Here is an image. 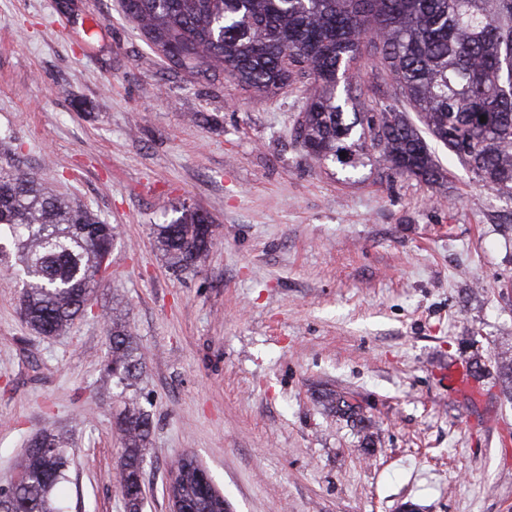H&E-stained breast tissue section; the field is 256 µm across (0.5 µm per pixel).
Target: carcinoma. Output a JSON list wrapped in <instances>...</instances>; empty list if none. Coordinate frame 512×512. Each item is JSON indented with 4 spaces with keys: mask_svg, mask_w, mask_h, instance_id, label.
<instances>
[{
    "mask_svg": "<svg viewBox=\"0 0 512 512\" xmlns=\"http://www.w3.org/2000/svg\"><path fill=\"white\" fill-rule=\"evenodd\" d=\"M125 15L169 63L192 75L218 72L258 93L307 77L313 94L295 126L296 140L319 159L342 166L372 149L389 169L428 184L443 178L425 136L448 148L484 186L512 196V0H122ZM395 83L417 112H345L328 95L342 63L361 52ZM486 121H480V117ZM207 214L182 208L155 239L168 266H198L214 245ZM117 227L41 187L28 172L0 163V241H14L22 272V314L42 336H60L87 312L104 279ZM104 371L116 386L134 387L142 354L119 307L112 308ZM512 389V350L497 354ZM322 402L353 406L329 391ZM122 433L119 492L125 512H142L150 418L135 395L117 416ZM73 460L65 433L44 429L30 440L18 481L0 492V512H62L55 491ZM175 492L208 512L197 468Z\"/></svg>",
    "mask_w": 512,
    "mask_h": 512,
    "instance_id": "carcinoma-1",
    "label": "carcinoma"
}]
</instances>
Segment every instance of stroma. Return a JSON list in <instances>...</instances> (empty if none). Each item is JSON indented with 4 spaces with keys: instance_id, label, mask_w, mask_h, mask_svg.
Masks as SVG:
<instances>
[{
    "instance_id": "35a3bbf8",
    "label": "stroma",
    "mask_w": 512,
    "mask_h": 512,
    "mask_svg": "<svg viewBox=\"0 0 512 512\" xmlns=\"http://www.w3.org/2000/svg\"><path fill=\"white\" fill-rule=\"evenodd\" d=\"M0 0V141L12 164L118 235L110 274L67 335L43 337L0 263V487L29 440L68 429L66 512H124L120 389L102 315L137 337L152 419L145 512H171L186 455L230 512H512V200L447 148L442 186L385 165L321 163L295 140L310 80L271 94L164 63L119 0ZM346 112L408 111L370 59L346 64ZM188 206L216 244L174 273L153 228ZM481 363L476 395L449 369ZM332 390L353 422L324 408Z\"/></svg>"
}]
</instances>
